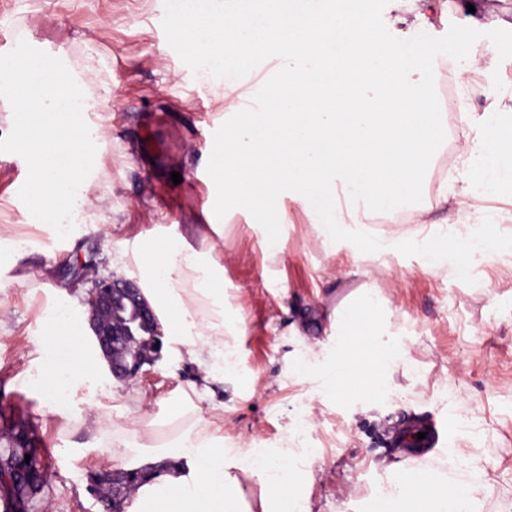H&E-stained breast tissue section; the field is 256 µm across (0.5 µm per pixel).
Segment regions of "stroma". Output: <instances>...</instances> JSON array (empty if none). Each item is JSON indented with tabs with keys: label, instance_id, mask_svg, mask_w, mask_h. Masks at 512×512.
Masks as SVG:
<instances>
[{
	"label": "stroma",
	"instance_id": "obj_1",
	"mask_svg": "<svg viewBox=\"0 0 512 512\" xmlns=\"http://www.w3.org/2000/svg\"><path fill=\"white\" fill-rule=\"evenodd\" d=\"M338 6L419 52L435 93L449 74L469 75L451 130L455 148L480 136L474 118L485 111L487 94L512 114V0H448L428 11L427 22L403 24L393 21V0ZM19 30L64 61L93 99L87 124L100 129L91 204L63 241L35 223L18 198L20 159L0 153V226L12 229L0 237V446L9 421L26 419L47 467V512H101L89 476L110 461L91 416L104 404L115 427H129L131 414L111 406L116 395L139 398L163 440L189 400L242 445L286 447L299 415H307L306 446L318 451L312 512H386L389 499L377 488L410 457L392 444L399 431L421 423L435 427L437 455L483 467L482 512L512 507V178L462 211L457 195L476 187L478 177L472 165L453 166L445 156L437 166L455 171L446 184L449 204L434 211L426 230L434 242L455 236L462 250L469 232L478 233L490 244L486 263L470 261L461 270L452 256L433 274L404 246L358 260L343 244L330 256L303 204L290 199L288 221L276 228L283 247L271 257L263 246L266 226L236 211L224 236V297L243 332L231 341L236 367L223 382L186 398L204 372L167 340L137 377H102L71 400L47 396L49 371L38 349L54 307L87 312L94 278L137 277L135 267L116 263L117 240L158 225L204 223L203 200L216 188L209 150L224 136V89L201 79L176 49L168 0H0V37ZM83 262L93 275L74 279L71 267ZM363 285L383 299L378 320L419 375L395 389H364L355 378L348 389L330 391L323 372L336 362V345L328 340V314ZM292 360L304 374L290 372Z\"/></svg>",
	"mask_w": 512,
	"mask_h": 512
}]
</instances>
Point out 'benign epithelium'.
<instances>
[{
    "label": "benign epithelium",
    "mask_w": 512,
    "mask_h": 512,
    "mask_svg": "<svg viewBox=\"0 0 512 512\" xmlns=\"http://www.w3.org/2000/svg\"><path fill=\"white\" fill-rule=\"evenodd\" d=\"M87 305L90 328L113 377L132 378L143 365L159 358V325L135 279L113 275L95 282ZM103 477L112 486V512H123V504L134 487L126 478H116L112 471H103ZM33 496L31 491L15 490L10 512H26Z\"/></svg>",
    "instance_id": "benign-epithelium-1"
}]
</instances>
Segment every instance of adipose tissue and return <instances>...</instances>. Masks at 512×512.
Returning a JSON list of instances; mask_svg holds the SVG:
<instances>
[{
	"instance_id": "obj_1",
	"label": "adipose tissue",
	"mask_w": 512,
	"mask_h": 512,
	"mask_svg": "<svg viewBox=\"0 0 512 512\" xmlns=\"http://www.w3.org/2000/svg\"><path fill=\"white\" fill-rule=\"evenodd\" d=\"M171 13L180 28L195 33L192 60L224 82V142L214 149L224 189L207 200L204 223L119 241L117 261L145 274L142 293L164 335L204 368L208 384L221 380L227 339L241 332L224 319L225 210H247L268 225L265 249L272 256L280 250L274 228L287 218L284 201H303L305 186L320 192L317 201L303 203L331 248L350 235L345 200L372 201L375 216L401 213L406 223H427V209L413 201L447 147L448 115L437 106L422 56L403 41L384 40L370 19L336 10L332 0H251L245 16L228 14L219 21L199 17L192 0H171ZM268 51L278 78L260 91L241 93L242 74ZM499 107L492 101L478 117L483 134L466 149L484 195L512 167V124L498 120ZM399 244L421 249L428 270L442 269L444 251L424 245L415 232L370 237L354 251L363 259ZM353 299L369 319L358 326L334 310L341 330L336 364L358 370L374 361L373 384L392 383L404 355L385 340L375 318L382 302L370 288L357 289ZM43 361L54 374L53 390L72 396L107 369L95 338L71 311L53 319ZM96 424L113 469H153L126 512H311L308 494L296 487L312 484L313 474L297 467L289 449L270 450L264 464L227 456L214 445L213 422L195 405L187 406L162 446L148 432L110 429L106 414L97 415ZM177 448L196 455L194 471L174 464ZM483 488V469L469 460L450 485L422 467L400 474L390 499L395 512H480Z\"/></svg>"
}]
</instances>
